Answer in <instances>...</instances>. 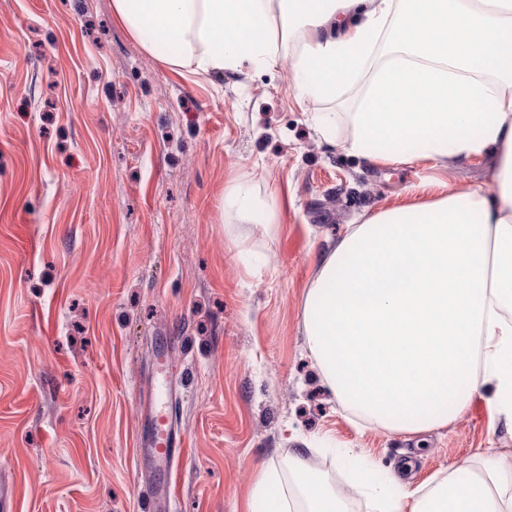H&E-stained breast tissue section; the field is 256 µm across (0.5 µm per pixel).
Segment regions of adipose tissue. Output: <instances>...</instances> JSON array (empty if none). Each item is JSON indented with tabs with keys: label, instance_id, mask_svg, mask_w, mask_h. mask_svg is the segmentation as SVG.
<instances>
[{
	"label": "adipose tissue",
	"instance_id": "obj_1",
	"mask_svg": "<svg viewBox=\"0 0 512 512\" xmlns=\"http://www.w3.org/2000/svg\"><path fill=\"white\" fill-rule=\"evenodd\" d=\"M147 52L191 73L274 71L320 105L324 139L372 163L492 161L493 191L460 186L346 225L317 265L302 334L337 403L393 433L446 428L474 397L512 432V0H112ZM357 110L330 111L349 89ZM224 217L274 232L263 202L225 187ZM369 512H512V467L475 455L416 486L338 458ZM264 473L265 512H350L294 453Z\"/></svg>",
	"mask_w": 512,
	"mask_h": 512
}]
</instances>
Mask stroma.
Returning a JSON list of instances; mask_svg holds the SVG:
<instances>
[{
    "label": "stroma",
    "mask_w": 512,
    "mask_h": 512,
    "mask_svg": "<svg viewBox=\"0 0 512 512\" xmlns=\"http://www.w3.org/2000/svg\"><path fill=\"white\" fill-rule=\"evenodd\" d=\"M287 68L173 70L112 0H0V498L8 512H243L262 472L305 457L418 486L478 451L512 463L484 399L414 436L352 424L305 350L315 265L345 225L442 185L493 187L488 159L371 164L325 141ZM278 213L228 224L226 182ZM189 453L163 503L136 460L156 350Z\"/></svg>",
    "instance_id": "1"
}]
</instances>
